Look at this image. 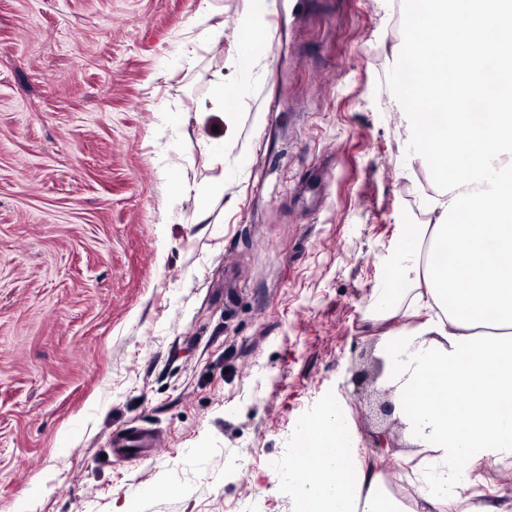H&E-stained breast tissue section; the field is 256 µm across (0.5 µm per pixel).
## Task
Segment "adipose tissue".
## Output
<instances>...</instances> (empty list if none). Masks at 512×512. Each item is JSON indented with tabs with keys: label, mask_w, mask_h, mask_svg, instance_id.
<instances>
[{
	"label": "adipose tissue",
	"mask_w": 512,
	"mask_h": 512,
	"mask_svg": "<svg viewBox=\"0 0 512 512\" xmlns=\"http://www.w3.org/2000/svg\"><path fill=\"white\" fill-rule=\"evenodd\" d=\"M512 0H411L412 81L401 103L415 158L431 173L426 220L402 242L372 307L383 376L404 426L412 479L402 496L361 463L337 401L290 456L294 512H459L490 465L512 460Z\"/></svg>",
	"instance_id": "obj_1"
}]
</instances>
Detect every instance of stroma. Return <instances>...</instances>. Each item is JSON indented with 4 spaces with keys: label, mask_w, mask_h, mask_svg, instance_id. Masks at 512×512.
<instances>
[{
    "label": "stroma",
    "mask_w": 512,
    "mask_h": 512,
    "mask_svg": "<svg viewBox=\"0 0 512 512\" xmlns=\"http://www.w3.org/2000/svg\"><path fill=\"white\" fill-rule=\"evenodd\" d=\"M217 5L0 0V512H293L288 450L343 395L374 461L351 377L418 221L400 8L268 0L255 55L251 0ZM211 98L219 112L233 111L237 108V96L234 89L224 84V80L216 81L212 86ZM112 444L120 452L133 454L138 458H147L155 452L157 442L151 432L136 429L119 432L112 440ZM129 448H134V451H129Z\"/></svg>",
    "instance_id": "stroma-1"
}]
</instances>
